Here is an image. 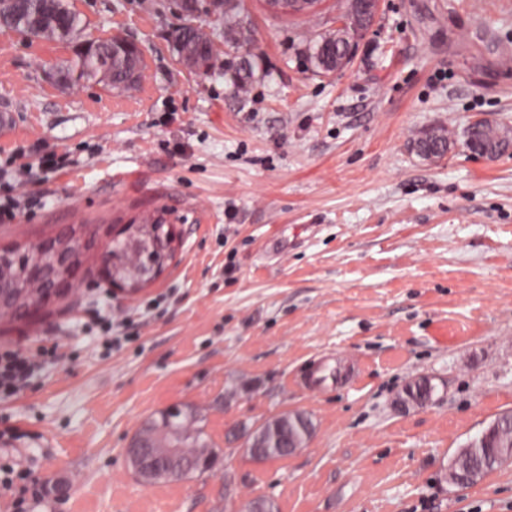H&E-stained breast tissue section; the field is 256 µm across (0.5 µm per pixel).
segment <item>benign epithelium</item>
<instances>
[{
    "label": "benign epithelium",
    "instance_id": "obj_1",
    "mask_svg": "<svg viewBox=\"0 0 512 512\" xmlns=\"http://www.w3.org/2000/svg\"><path fill=\"white\" fill-rule=\"evenodd\" d=\"M318 0H266V7L277 12H309L317 8ZM133 247L140 251V269L137 276L126 279L118 276L111 260V244L100 248V264L106 281L118 292L129 295L140 291L142 284L155 281L166 266V256L161 243L152 239L141 246ZM0 261L15 262L23 266L27 283L36 290L35 303L27 301L24 289L17 283L0 274V310L12 313L18 318L30 315L33 311L54 304L63 293V286L71 278L78 263L74 253L67 247L66 238H56L44 242L31 250L16 247H0ZM193 416L183 405H172L163 409V422L156 426L157 439L165 446L159 462L148 466L143 461V445L138 438H132L124 454L133 463L135 471L144 481L156 477H180L189 470L181 459L182 429H191L184 419Z\"/></svg>",
    "mask_w": 512,
    "mask_h": 512
}]
</instances>
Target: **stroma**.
<instances>
[{
  "mask_svg": "<svg viewBox=\"0 0 512 512\" xmlns=\"http://www.w3.org/2000/svg\"><path fill=\"white\" fill-rule=\"evenodd\" d=\"M86 40L139 45L144 78L116 94L59 71L79 42L0 27V166L21 160L35 206L0 243L93 240L65 295L0 317V349L47 353L0 400L7 454L44 483L32 512H512V465L467 488L459 448L512 411V152L464 145L477 119L512 127V0H380L353 63L318 73L305 38L343 0L282 17L243 0L251 43L225 51L199 11L209 75L178 58L175 0H71ZM251 67L247 91L230 75ZM454 144L417 156L424 130ZM169 212L176 256L136 295L102 279L99 248ZM340 384L312 389L317 366ZM426 378L432 403L395 406ZM202 418L210 471L143 484L124 449L167 406ZM303 448L257 462L244 430L285 413Z\"/></svg>",
  "mask_w": 512,
  "mask_h": 512,
  "instance_id": "stroma-1",
  "label": "stroma"
}]
</instances>
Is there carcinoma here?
Here are the masks:
<instances>
[{
    "label": "carcinoma",
    "instance_id": "cac0c4a2",
    "mask_svg": "<svg viewBox=\"0 0 512 512\" xmlns=\"http://www.w3.org/2000/svg\"><path fill=\"white\" fill-rule=\"evenodd\" d=\"M208 11L224 17V46L232 49L251 37V30L241 16L239 0H209ZM0 26L43 39L70 40L77 37L83 27L80 15L72 10L67 0H0ZM358 29L346 31L341 38L335 30H326L313 35L309 48L316 66L324 74L347 67L354 55L349 53L350 41ZM175 50L182 61L200 73L212 67L214 41L210 33L191 24L181 27L175 36ZM142 77L141 60L134 47L123 43L121 38L88 41L77 53L76 66L67 68L65 78L72 82L96 79L116 93H129ZM502 126L480 121L473 126L471 144L468 148L477 153L484 148L488 133ZM433 141L434 154L442 157L452 143L449 131L444 126L428 130ZM434 387L414 382L405 390V396L424 405L432 400ZM311 421L302 413H286L262 424L254 433L249 445L250 456L259 461L288 456L294 446H300L311 434ZM140 439L145 449L146 460L158 455L155 430L147 426ZM475 452L469 457L458 456L452 470L468 469L479 480L504 462L500 448L512 444V413L504 412L499 425L489 433H481L474 440ZM187 462L196 464L193 473L203 474L211 469L215 457L204 430L183 441Z\"/></svg>",
    "mask_w": 512,
    "mask_h": 512
}]
</instances>
